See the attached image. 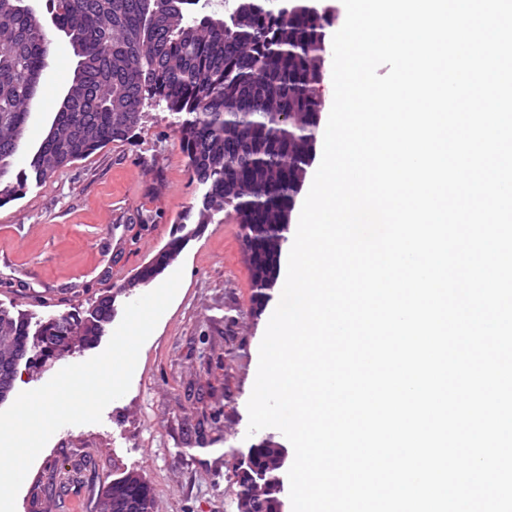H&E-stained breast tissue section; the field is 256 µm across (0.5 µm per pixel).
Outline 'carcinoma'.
<instances>
[{"label":"carcinoma","instance_id":"cac0c4a2","mask_svg":"<svg viewBox=\"0 0 512 512\" xmlns=\"http://www.w3.org/2000/svg\"><path fill=\"white\" fill-rule=\"evenodd\" d=\"M200 0H49L54 26L85 48L71 103L59 108L29 163L44 181L73 162L132 137L147 100L166 104L204 186L180 218L201 228L220 213L239 224L253 266L252 304L263 307L276 283L296 188L315 150L327 53V7L313 0H224V17L192 15ZM26 0H0V205L24 181L8 179L33 102L28 85L48 67L49 38ZM174 236L127 287L150 282L179 253ZM112 317L103 295L84 315L46 318L31 331L0 307V362H32L94 343ZM282 445L271 435L239 452L235 512H279ZM150 485L137 473L112 480L96 512H154Z\"/></svg>","mask_w":512,"mask_h":512}]
</instances>
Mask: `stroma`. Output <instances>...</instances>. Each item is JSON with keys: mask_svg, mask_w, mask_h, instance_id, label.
I'll use <instances>...</instances> for the list:
<instances>
[{"mask_svg": "<svg viewBox=\"0 0 512 512\" xmlns=\"http://www.w3.org/2000/svg\"><path fill=\"white\" fill-rule=\"evenodd\" d=\"M57 49L40 82L13 174L29 168L73 79L77 59L52 29L46 0H36ZM203 189L192 179L169 112L145 105L132 138L75 161L42 183H28L0 206V305L31 324L86 311L112 294L107 333L84 350L35 370L20 366L22 392L65 366L101 353L128 302L151 284L125 281L180 230L179 219ZM149 209L153 224L135 216ZM182 271L177 299L142 346L131 387L96 424L59 429L31 465L16 512H95L116 471L150 483L155 512H235L232 464L248 448L247 403L255 358L281 292L251 309L252 273L240 229L217 215L190 237L165 275Z\"/></svg>", "mask_w": 512, "mask_h": 512, "instance_id": "35a3bbf8", "label": "stroma"}]
</instances>
